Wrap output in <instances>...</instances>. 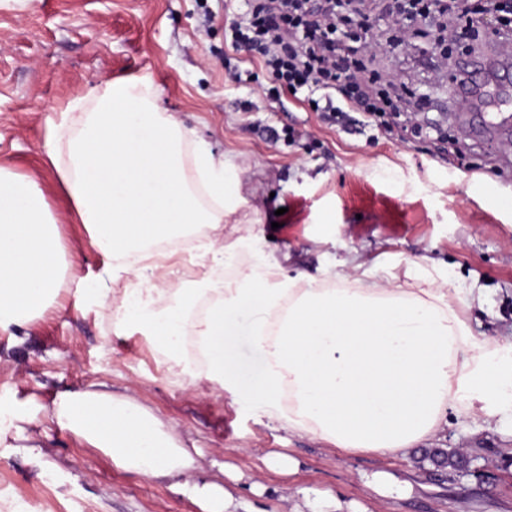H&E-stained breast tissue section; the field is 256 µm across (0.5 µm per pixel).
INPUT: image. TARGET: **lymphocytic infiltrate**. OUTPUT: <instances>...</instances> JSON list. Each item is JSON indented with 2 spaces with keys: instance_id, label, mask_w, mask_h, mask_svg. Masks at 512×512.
Instances as JSON below:
<instances>
[{
  "instance_id": "f902f5d3",
  "label": "lymphocytic infiltrate",
  "mask_w": 512,
  "mask_h": 512,
  "mask_svg": "<svg viewBox=\"0 0 512 512\" xmlns=\"http://www.w3.org/2000/svg\"><path fill=\"white\" fill-rule=\"evenodd\" d=\"M352 2L251 0L248 12L229 25V47L259 60L274 81L315 103L328 124L351 112L371 118L400 111L389 93H374L381 74L359 76L365 64L352 56L350 44L369 18Z\"/></svg>"
}]
</instances>
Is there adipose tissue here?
Segmentation results:
<instances>
[{"instance_id":"ef3b65f1","label":"adipose tissue","mask_w":512,"mask_h":512,"mask_svg":"<svg viewBox=\"0 0 512 512\" xmlns=\"http://www.w3.org/2000/svg\"><path fill=\"white\" fill-rule=\"evenodd\" d=\"M156 97L142 79L109 80L46 119L45 155L75 222L97 252L138 280L115 300L117 332L148 336L171 375L206 380L250 404L257 418L347 452L405 457L440 430L452 404L489 418L512 410V346L472 341L455 311L456 289L423 258L408 268L426 284L420 296L354 259L343 260L330 287L301 275L278 279L268 263L210 289L205 316L195 318L197 289L176 286L175 270L152 262L146 248L204 224L213 231L204 254L223 263L219 231L239 195L228 161L206 142L195 143L194 171L186 173L188 133ZM60 239L38 183L0 166L1 331L57 298ZM189 335L206 358L199 371L183 350ZM242 336L261 354L260 371L239 363ZM52 420L116 468L191 495L203 512H227L232 503L219 483H198L202 466L181 431L133 394L104 383L64 391L52 402Z\"/></svg>"}]
</instances>
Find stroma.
Wrapping results in <instances>:
<instances>
[{
	"mask_svg": "<svg viewBox=\"0 0 512 512\" xmlns=\"http://www.w3.org/2000/svg\"><path fill=\"white\" fill-rule=\"evenodd\" d=\"M494 0H469L448 46L449 62L469 61L503 21ZM368 38L384 52L375 67L410 93L427 94L422 134L403 135L397 118L380 126H328L287 91L271 94L263 65L224 46V26L245 0H0V165L35 179L58 219L73 273L61 303L31 322L0 331V404L31 417L40 447L9 434L0 443V512H202L168 484L116 469L111 460L51 421L54 396L100 381L136 393L164 421L197 441L213 481L229 490L233 512H280L311 502L316 512H512V416L486 418L448 410L437 436L408 457L350 454L309 435L258 421L208 382L177 381L145 336L115 334L109 303L89 289L113 278L73 223L69 198L44 153L46 117L105 81L136 75L153 84L162 109L232 160L243 202L224 215L227 259L215 266L177 255L184 283H221L275 257L282 277L324 279L355 257L394 267L409 291L410 260H434L464 300L476 339L512 343V176L498 168L507 129L454 116L450 72L423 64L428 31L408 25L393 44L374 0ZM243 72L241 81L228 76ZM431 448L465 450L464 468H437ZM295 459L294 472L269 469V454ZM391 487L378 491L375 474Z\"/></svg>",
	"mask_w": 512,
	"mask_h": 512,
	"instance_id": "35a3bbf8",
	"label": "stroma"
}]
</instances>
